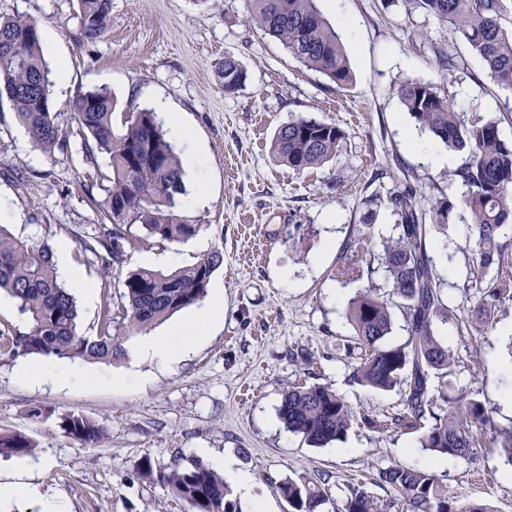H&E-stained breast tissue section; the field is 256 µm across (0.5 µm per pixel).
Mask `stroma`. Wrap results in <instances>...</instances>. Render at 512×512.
<instances>
[{
  "label": "stroma",
  "mask_w": 512,
  "mask_h": 512,
  "mask_svg": "<svg viewBox=\"0 0 512 512\" xmlns=\"http://www.w3.org/2000/svg\"><path fill=\"white\" fill-rule=\"evenodd\" d=\"M112 21L97 40L79 34L77 0H0V15L40 23L50 70L67 66V84H54L61 127L71 125L75 101L107 88L117 100L115 125L125 113L152 110L156 99L205 150V181H188L204 204L184 206L202 226L184 243L143 242L120 270L79 250L81 236L100 223L108 158L80 138L48 154L35 147L7 98H0V225L14 235L70 246V260L93 286L94 302L78 299L80 331L96 333L106 304L119 301V276L150 259L171 272L212 248L224 264L212 285L224 289V312L211 336L187 360L158 374L143 391L125 390L113 377L129 358L107 365V378L80 386L29 385L19 358L0 356V432L24 434L27 455H0V473L27 469L36 497L0 512H190L159 477L174 462L199 460L212 449L237 459L266 494L269 512H288L277 486L290 478H326L321 512H343L351 485L370 481L378 503L391 494L375 485L380 471L400 465L432 470L463 502L512 512V466L489 447L438 467L423 450L421 433L352 427L322 447L289 432L278 416L284 390L296 381L331 386L354 409L375 420L399 413L403 394L353 382L358 363L348 300L368 286L384 287L371 260L395 236L399 221L386 198L410 188L417 201L452 203L444 224L425 216L427 246L444 290L448 319L437 334L453 365L433 378V398L466 395L483 403L494 423L512 413L501 400L508 388L499 369L512 365V299L480 323L464 284L473 277L472 229L461 206L467 191L457 175L463 159L448 150L405 110L400 87L429 83L464 119L495 121L512 144V90L494 84L482 59L448 25L411 0H319L336 28L353 80L337 88L299 62L283 44L249 22V0H111ZM452 58L440 67V55ZM233 56L244 84L225 92L219 64ZM304 116L335 123L343 132L325 164L296 171L272 154L276 131ZM100 178H91V171ZM372 214L363 230L364 214ZM365 232L359 252L345 249ZM94 421L102 438L86 443L63 428L65 415ZM151 461L154 477L142 473Z\"/></svg>",
  "instance_id": "obj_1"
}]
</instances>
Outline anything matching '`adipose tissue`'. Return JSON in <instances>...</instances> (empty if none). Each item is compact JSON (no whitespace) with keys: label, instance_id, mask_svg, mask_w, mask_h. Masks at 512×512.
Segmentation results:
<instances>
[{"label":"adipose tissue","instance_id":"ef3b65f1","mask_svg":"<svg viewBox=\"0 0 512 512\" xmlns=\"http://www.w3.org/2000/svg\"><path fill=\"white\" fill-rule=\"evenodd\" d=\"M224 304L221 290H214L210 300L195 310L178 328L164 336L141 339L135 346L133 364L122 377L121 382L129 388L144 389L151 386L157 373L167 371L183 361L207 336L217 323ZM150 363V370H141V363ZM19 378L24 382L68 383L80 385L90 378L85 367L78 364H62L49 357L39 366L21 365ZM211 468L221 472L231 482L236 494L250 500L254 512H266V500L254 477L242 470L230 456H213L209 459Z\"/></svg>","mask_w":512,"mask_h":512}]
</instances>
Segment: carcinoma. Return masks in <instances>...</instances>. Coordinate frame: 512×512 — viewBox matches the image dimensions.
<instances>
[{
	"instance_id": "1",
	"label": "carcinoma",
	"mask_w": 512,
	"mask_h": 512,
	"mask_svg": "<svg viewBox=\"0 0 512 512\" xmlns=\"http://www.w3.org/2000/svg\"><path fill=\"white\" fill-rule=\"evenodd\" d=\"M434 14L468 42L483 60L496 84L512 89V32L501 20L508 11L506 0H413ZM250 21L279 39L306 66L324 74L339 89L352 74L336 30L325 20L316 0H250ZM81 35L94 41L110 25V0H78ZM224 92L232 93L245 81L238 61L224 57L221 64ZM53 82L43 57L36 21L20 16H0V97L6 96L25 126L33 144L52 153L64 149L63 135L53 111ZM400 98L409 114L435 138L463 155L457 176L468 187L463 205L474 230V247L481 268L500 264V236L512 223V145L499 137L492 120L463 119L446 97L431 84L410 81L401 86ZM116 102L107 88L80 96L73 107L72 133L92 139L96 150L108 156L111 185L99 203L106 224L94 228L82 240L86 252L117 265L135 244L150 239L182 243L195 237L202 225L192 224L180 212L186 193L181 161L162 124L152 112H133L122 128L113 125ZM342 131L336 125L312 118H295L277 131L276 158L300 171L320 165L336 154ZM400 218L397 236L383 243L377 255L385 272L388 296L366 288L351 298L346 318L361 350L355 380L376 390L404 387L402 412L378 424L357 414L327 386L297 383L284 391L279 416L288 430L314 445L344 437L361 422L370 428L391 431L407 424L417 427L431 419L421 447L442 455L466 456L483 445V433L491 416L481 402L460 395L435 411L429 393L433 375L448 373L451 351L436 334L435 322L447 312L426 249V225L419 223V204L413 193L397 190L387 197ZM137 232H132L131 228ZM224 263V253L213 248L190 267L163 273L150 267L131 272L121 282L118 312L106 305L97 333L79 332L75 296L59 279L54 248L46 240L14 236L0 226V291L4 290L26 314L30 328L15 336H0V355L56 356L112 363L126 354V341L159 325L183 309L202 301L214 272ZM466 288L478 289L475 303L484 310L504 299L498 282L475 279ZM402 313L408 334L405 342L388 346L392 332L390 306ZM68 434L87 443L98 441L101 428L82 415L63 419ZM495 447L512 463V423L495 430ZM31 442L18 433L0 434V454L24 455ZM173 493L193 512H237L224 478L199 462H175L159 473ZM376 483L388 488L407 512H493L478 503L456 504L448 488L433 474L403 466L389 467ZM278 490L289 512H318L326 502V479L298 483L292 479ZM344 512H380L367 485L356 484L344 504Z\"/></svg>"
}]
</instances>
